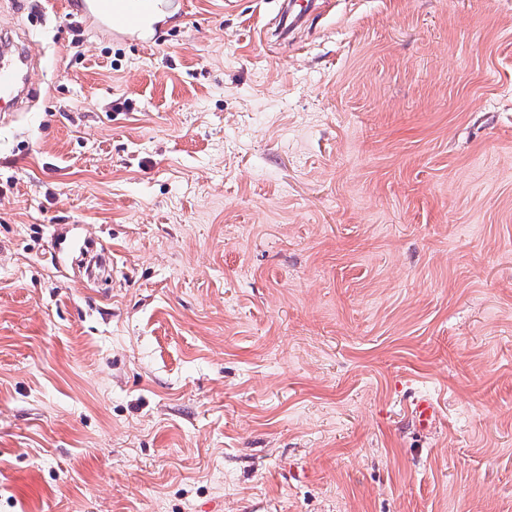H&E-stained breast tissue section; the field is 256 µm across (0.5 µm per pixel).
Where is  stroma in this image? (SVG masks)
<instances>
[{
    "mask_svg": "<svg viewBox=\"0 0 512 512\" xmlns=\"http://www.w3.org/2000/svg\"><path fill=\"white\" fill-rule=\"evenodd\" d=\"M280 8L0 0V512H512V0ZM76 12L96 31L123 39L142 31L162 0H76ZM328 3L327 0H289L288 1V34L320 5ZM2 50L0 56V111L7 112L36 87L29 82L24 72L27 50L24 42H15L1 33ZM13 48V50H12Z\"/></svg>",
    "mask_w": 512,
    "mask_h": 512,
    "instance_id": "35a3bbf8",
    "label": "stroma"
}]
</instances>
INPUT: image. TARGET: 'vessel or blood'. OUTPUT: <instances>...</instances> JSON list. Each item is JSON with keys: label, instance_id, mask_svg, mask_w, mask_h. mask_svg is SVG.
Instances as JSON below:
<instances>
[{"label": "vessel or blood", "instance_id": "1", "mask_svg": "<svg viewBox=\"0 0 512 512\" xmlns=\"http://www.w3.org/2000/svg\"><path fill=\"white\" fill-rule=\"evenodd\" d=\"M326 0H288V26L296 28L302 19ZM159 0H78L76 12L97 31L122 39L142 31ZM27 50L24 42L8 38L0 41V111L16 107L33 90L24 72Z\"/></svg>", "mask_w": 512, "mask_h": 512}]
</instances>
